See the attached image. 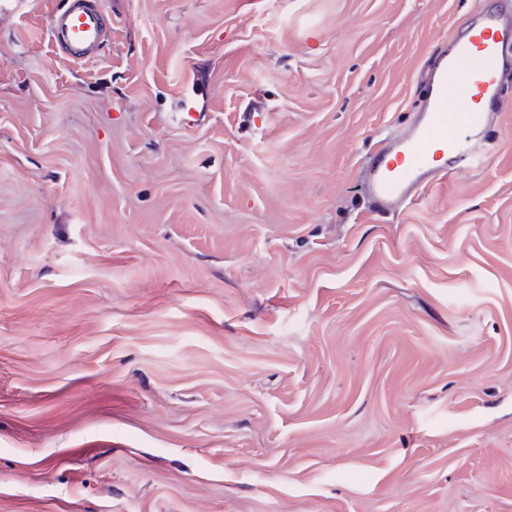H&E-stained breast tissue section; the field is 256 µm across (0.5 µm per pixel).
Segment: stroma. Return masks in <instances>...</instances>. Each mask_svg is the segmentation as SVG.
<instances>
[{
	"label": "stroma",
	"mask_w": 512,
	"mask_h": 512,
	"mask_svg": "<svg viewBox=\"0 0 512 512\" xmlns=\"http://www.w3.org/2000/svg\"><path fill=\"white\" fill-rule=\"evenodd\" d=\"M482 0H0V512H512V99L360 163ZM90 0H65L50 24L51 37L66 48L69 58L82 62L107 39L103 16Z\"/></svg>",
	"instance_id": "stroma-1"
}]
</instances>
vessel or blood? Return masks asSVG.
I'll use <instances>...</instances> for the list:
<instances>
[{"mask_svg":"<svg viewBox=\"0 0 512 512\" xmlns=\"http://www.w3.org/2000/svg\"><path fill=\"white\" fill-rule=\"evenodd\" d=\"M50 31L76 62L107 39L104 19L89 0H65ZM511 73L512 15L481 10L423 67L421 104L412 125L379 140L364 160V190L374 204L383 210L406 207L458 167L480 165L483 154L474 133L500 111L504 79ZM451 99L459 104L452 117L446 112Z\"/></svg>","mask_w":512,"mask_h":512,"instance_id":"vessel-or-blood-1","label":"vessel or blood"}]
</instances>
